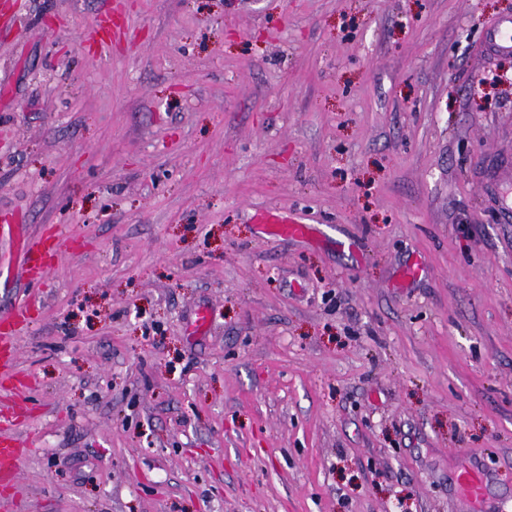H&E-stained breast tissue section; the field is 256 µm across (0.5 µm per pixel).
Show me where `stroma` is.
I'll return each instance as SVG.
<instances>
[{
	"label": "stroma",
	"mask_w": 512,
	"mask_h": 512,
	"mask_svg": "<svg viewBox=\"0 0 512 512\" xmlns=\"http://www.w3.org/2000/svg\"><path fill=\"white\" fill-rule=\"evenodd\" d=\"M17 2L0 216L61 254L0 243V512H512V0ZM483 50L499 56H510L512 54L511 18L500 19L488 27ZM21 316H23V312L21 309H18L12 322H0V339L3 344L2 353L0 352V359L3 363V366L8 365L12 361L14 354L13 339L15 337L13 336V328ZM17 441L8 436H0V469L5 473L17 471L18 450ZM456 482L461 493L468 500L478 503L485 496L489 479L483 471L466 467L458 472Z\"/></svg>",
	"instance_id": "stroma-1"
}]
</instances>
